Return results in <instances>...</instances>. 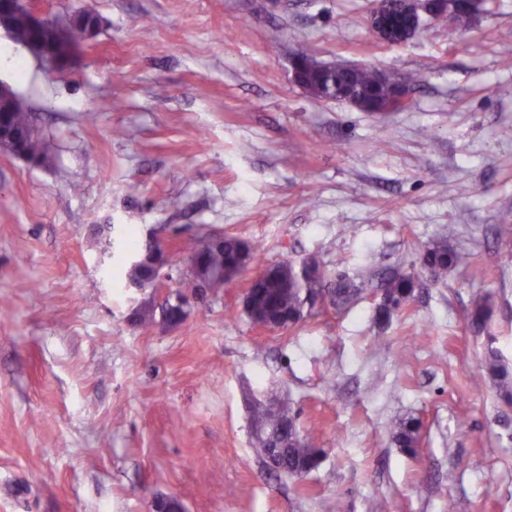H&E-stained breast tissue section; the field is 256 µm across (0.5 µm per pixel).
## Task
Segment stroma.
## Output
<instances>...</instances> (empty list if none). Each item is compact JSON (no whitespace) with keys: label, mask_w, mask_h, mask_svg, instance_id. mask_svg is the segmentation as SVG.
<instances>
[{"label":"stroma","mask_w":512,"mask_h":512,"mask_svg":"<svg viewBox=\"0 0 512 512\" xmlns=\"http://www.w3.org/2000/svg\"><path fill=\"white\" fill-rule=\"evenodd\" d=\"M99 16L71 67L1 69L45 138L38 164L0 149V512H512V404L471 378L512 370V0L471 25L400 44L368 27L375 0H29ZM413 77L404 110L310 96L290 59ZM124 136H116V129ZM469 194H460V185ZM169 249L156 287L128 284L147 234ZM254 247L250 265L175 325H132L178 291L197 240ZM466 254L439 279L426 247ZM315 259L366 291L267 330L243 310L262 267ZM483 277L471 274L472 266ZM414 296L385 327L383 275ZM492 313L475 332L472 298ZM287 398L323 451L304 477L252 445L257 403ZM415 418V454L393 435ZM108 452H101V445ZM484 370L505 392L506 396L512 397V375L508 369L499 363L498 357L491 351L485 359Z\"/></svg>","instance_id":"1"}]
</instances>
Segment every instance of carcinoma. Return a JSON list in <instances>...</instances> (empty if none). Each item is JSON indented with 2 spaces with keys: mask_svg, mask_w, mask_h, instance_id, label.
Segmentation results:
<instances>
[{
  "mask_svg": "<svg viewBox=\"0 0 512 512\" xmlns=\"http://www.w3.org/2000/svg\"><path fill=\"white\" fill-rule=\"evenodd\" d=\"M375 83L374 71L361 68L351 76L336 75L326 79V84L335 89L336 93L353 90L357 93L368 92ZM160 254L159 245L155 240L146 243L145 251L141 254L144 259L140 265L128 270L131 280L148 281L153 275L151 261ZM257 251L254 247L241 240L227 236L224 245L212 247L206 251L194 248L189 257L198 259L197 267L191 268L189 278L182 281V288L195 293L201 287L213 292L224 289L232 278L237 275L238 268L245 261H254ZM423 269L438 279L448 272V267L465 262V257L448 246V239L444 238L426 248L420 258ZM414 291V277L402 273L388 276L383 283V292L389 294L393 306L377 308V319L381 322L390 320L393 314L402 311L410 302ZM362 293V289L348 281L338 280L333 288L325 287V275L319 266L299 268L292 262H282L269 274L255 279L250 287L249 299L253 317L266 319L270 309L277 306L288 311L293 318L292 326L303 323L313 312L318 299H328L330 305L337 310L345 309L352 304ZM489 312V299L486 296H477L471 303L468 320L471 325L483 327ZM162 319L175 322L181 320V314L172 307L162 306L160 310L151 307H141L135 310V323L139 326H148L155 323V314ZM485 373L472 377V382L478 384L490 376L505 392L512 397V373L499 363L494 353H489L485 359ZM294 419L292 409L288 403L281 402L275 408L268 410L263 423L267 431L277 429L285 420ZM418 423L410 419L400 424L394 434L395 442L410 452H415ZM318 435L316 431H309L290 449L288 467L283 474H293L294 468L300 464L312 465L315 450L318 448Z\"/></svg>",
  "mask_w": 512,
  "mask_h": 512,
  "instance_id": "cac0c4a2",
  "label": "carcinoma"
}]
</instances>
